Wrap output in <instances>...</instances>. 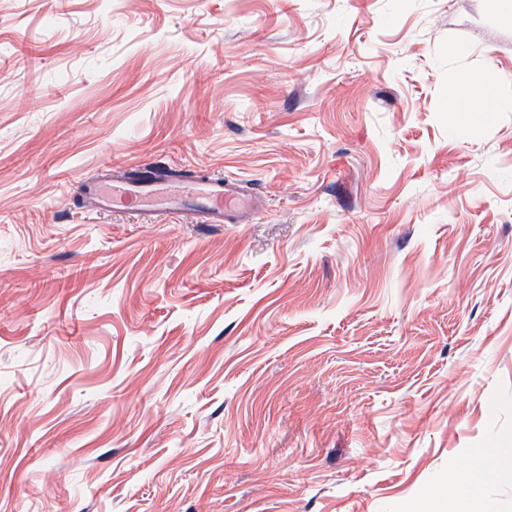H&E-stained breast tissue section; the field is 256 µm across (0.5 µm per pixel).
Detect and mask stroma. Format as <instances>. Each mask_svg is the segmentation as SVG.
I'll return each mask as SVG.
<instances>
[{"instance_id":"stroma-1","label":"stroma","mask_w":512,"mask_h":512,"mask_svg":"<svg viewBox=\"0 0 512 512\" xmlns=\"http://www.w3.org/2000/svg\"><path fill=\"white\" fill-rule=\"evenodd\" d=\"M494 64L497 108L454 115ZM167 165L236 223L90 211ZM512 512V27L484 0H0V512ZM122 189L124 200L135 205L136 210L153 215V211L143 209V203L155 197L161 190L176 186L182 190L171 195L174 206L187 201L194 212L197 223L224 224L226 203L236 198L240 192L235 183L224 181L223 177H213L192 181L190 178L169 175L156 168L152 163L143 165L132 178L112 175V167L101 170L94 178L83 181L76 190L89 210H112L115 202L112 187ZM138 203V208L136 205ZM476 456L480 466L468 469L465 472L457 473L448 489V496L455 499L461 512H490L488 505L480 501L476 491L480 484L483 472L496 466L497 458L493 450L479 448ZM477 508L480 510H472Z\"/></svg>"}]
</instances>
